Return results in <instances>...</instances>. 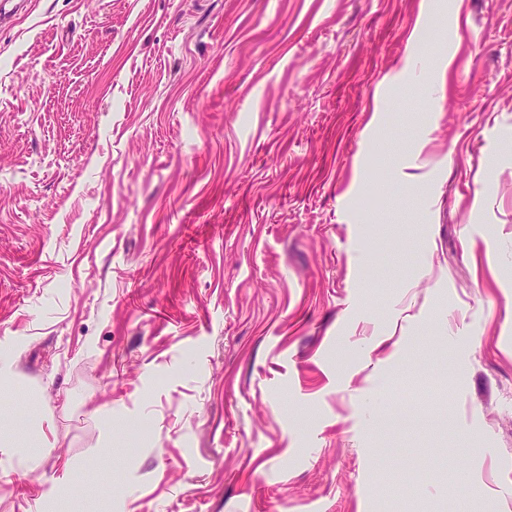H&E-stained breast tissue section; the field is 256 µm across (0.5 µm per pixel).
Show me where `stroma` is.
Here are the masks:
<instances>
[{"label":"stroma","instance_id":"stroma-1","mask_svg":"<svg viewBox=\"0 0 512 512\" xmlns=\"http://www.w3.org/2000/svg\"><path fill=\"white\" fill-rule=\"evenodd\" d=\"M1 353L0 512H512V0H24Z\"/></svg>","mask_w":512,"mask_h":512}]
</instances>
